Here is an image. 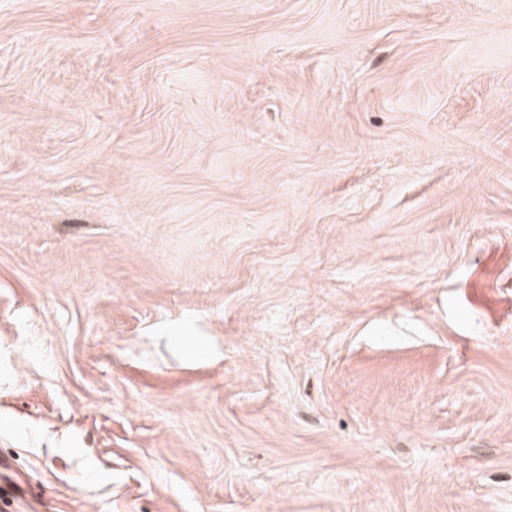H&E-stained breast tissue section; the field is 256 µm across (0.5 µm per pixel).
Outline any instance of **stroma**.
Returning a JSON list of instances; mask_svg holds the SVG:
<instances>
[{"instance_id": "1", "label": "stroma", "mask_w": 512, "mask_h": 512, "mask_svg": "<svg viewBox=\"0 0 512 512\" xmlns=\"http://www.w3.org/2000/svg\"><path fill=\"white\" fill-rule=\"evenodd\" d=\"M12 512H512V0H0Z\"/></svg>"}]
</instances>
